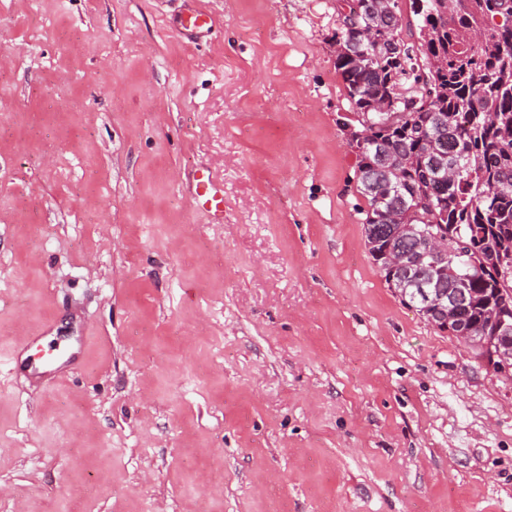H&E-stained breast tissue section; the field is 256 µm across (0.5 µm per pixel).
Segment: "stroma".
<instances>
[{"label":"stroma","mask_w":512,"mask_h":512,"mask_svg":"<svg viewBox=\"0 0 512 512\" xmlns=\"http://www.w3.org/2000/svg\"><path fill=\"white\" fill-rule=\"evenodd\" d=\"M182 3L0 0V512H512V372L366 250L338 0ZM213 23V18L206 11L190 8L178 16L176 28L186 36H202L210 31ZM194 206L215 216H224V188L210 171H201L195 177Z\"/></svg>","instance_id":"1"}]
</instances>
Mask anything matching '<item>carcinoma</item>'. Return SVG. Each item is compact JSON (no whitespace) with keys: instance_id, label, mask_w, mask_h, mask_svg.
Wrapping results in <instances>:
<instances>
[{"instance_id":"1","label":"carcinoma","mask_w":512,"mask_h":512,"mask_svg":"<svg viewBox=\"0 0 512 512\" xmlns=\"http://www.w3.org/2000/svg\"><path fill=\"white\" fill-rule=\"evenodd\" d=\"M338 28L345 51L336 73L356 123L357 177L366 199L364 243L388 287L450 333L461 323L484 359L498 342L496 314L512 318V0H412L421 18L420 48L399 37L398 0L379 17L371 0H345ZM394 100V110L375 108ZM457 161L454 182L437 170ZM432 231L464 255L434 265ZM397 251L404 263L393 266ZM460 290L454 319L424 305L418 288Z\"/></svg>"}]
</instances>
